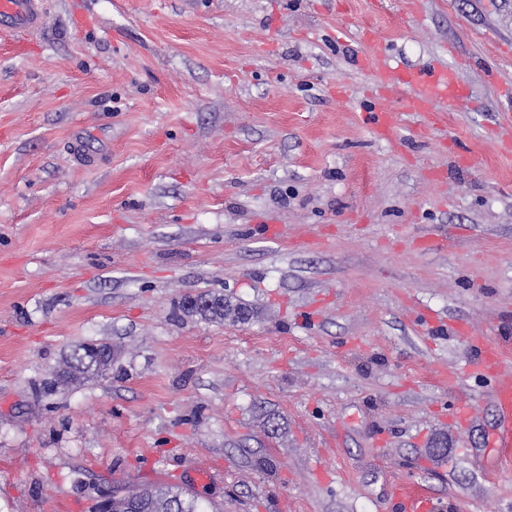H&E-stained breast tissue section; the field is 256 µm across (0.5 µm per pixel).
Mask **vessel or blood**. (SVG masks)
Wrapping results in <instances>:
<instances>
[{"mask_svg": "<svg viewBox=\"0 0 512 512\" xmlns=\"http://www.w3.org/2000/svg\"><path fill=\"white\" fill-rule=\"evenodd\" d=\"M45 21L43 0H0V31H10L19 35L30 34L42 28ZM361 47L358 63L378 69V80L388 85L398 82L405 86L406 96L403 106L406 111L418 113L431 120L440 103L451 102L465 105L466 100L456 88V77L447 67L428 62L419 68L404 70L390 63L389 44L363 34L359 40ZM463 336L470 349L475 350L481 359L475 365L476 371L492 372L496 375L493 398L505 423L497 432L495 445L499 448L512 447V372L505 370L506 352L503 347L491 341L485 331L465 328Z\"/></svg>", "mask_w": 512, "mask_h": 512, "instance_id": "b4317fda", "label": "vessel or blood"}]
</instances>
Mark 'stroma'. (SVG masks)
<instances>
[{"label": "stroma", "mask_w": 512, "mask_h": 512, "mask_svg": "<svg viewBox=\"0 0 512 512\" xmlns=\"http://www.w3.org/2000/svg\"><path fill=\"white\" fill-rule=\"evenodd\" d=\"M46 2L23 44L0 33V512L141 485L398 512V482L512 512L492 379L457 334L512 349V0ZM364 24L468 108L426 130L397 89L377 137L381 91L339 41ZM198 293L251 315L180 311ZM99 341L107 371L51 385ZM371 117L372 128L375 133L380 136H390L395 128V113L388 112V110L379 105L369 112Z\"/></svg>", "instance_id": "1"}]
</instances>
